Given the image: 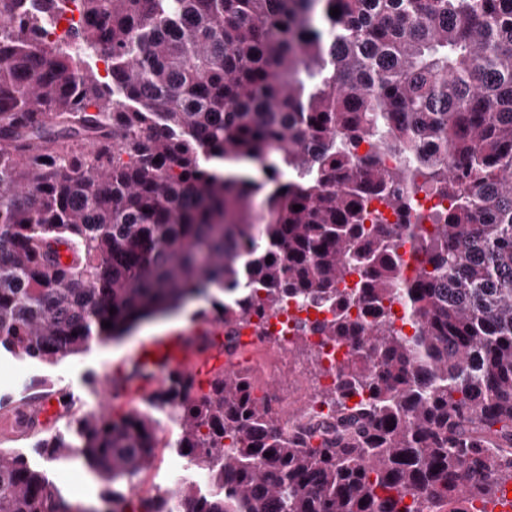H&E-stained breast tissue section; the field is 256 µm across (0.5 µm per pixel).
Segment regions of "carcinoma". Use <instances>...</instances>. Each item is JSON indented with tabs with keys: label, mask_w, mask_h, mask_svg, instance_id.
<instances>
[{
	"label": "carcinoma",
	"mask_w": 512,
	"mask_h": 512,
	"mask_svg": "<svg viewBox=\"0 0 512 512\" xmlns=\"http://www.w3.org/2000/svg\"><path fill=\"white\" fill-rule=\"evenodd\" d=\"M12 2L0 0V346L56 361L215 285L231 350L238 325L289 296L339 305L316 331L356 350L337 373L365 394L349 406L327 390L331 419L288 422L244 370L205 389L172 371L150 401L173 408V447L210 487L117 492L152 462L158 427L103 410L80 421L78 448L105 495L123 512L506 505L512 0H81L77 51L41 39L68 0ZM99 49L106 79L85 65ZM366 137L407 162L356 160ZM228 160L262 179L209 167ZM429 188L456 203L417 240L427 267L404 283L399 234L365 224L362 195L406 216ZM353 266L360 285L343 297ZM395 301L416 317L411 337L387 317ZM352 305L372 320L351 321ZM37 447L65 457L72 444ZM0 512L72 506L0 448Z\"/></svg>",
	"instance_id": "carcinoma-1"
}]
</instances>
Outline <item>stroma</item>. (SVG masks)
I'll use <instances>...</instances> for the list:
<instances>
[{"label": "stroma", "instance_id": "stroma-1", "mask_svg": "<svg viewBox=\"0 0 512 512\" xmlns=\"http://www.w3.org/2000/svg\"><path fill=\"white\" fill-rule=\"evenodd\" d=\"M143 332V327H135L121 338L93 343L80 353L54 362L18 357L0 349V406L49 389L66 393L69 414L49 427L48 432L77 441V419L101 411L104 406L101 388L106 377L113 367L129 362L133 354L145 346ZM244 354L257 364L252 371L255 384L283 398L285 415L299 414L318 373L310 351L284 354L263 342L256 348L245 349ZM300 366L305 369L301 375L296 372ZM0 448L22 454L27 463L42 472L69 501L89 508L90 512H112V503L104 500L102 485L82 458L51 457L35 448L33 440L22 437L0 439Z\"/></svg>", "mask_w": 512, "mask_h": 512}]
</instances>
